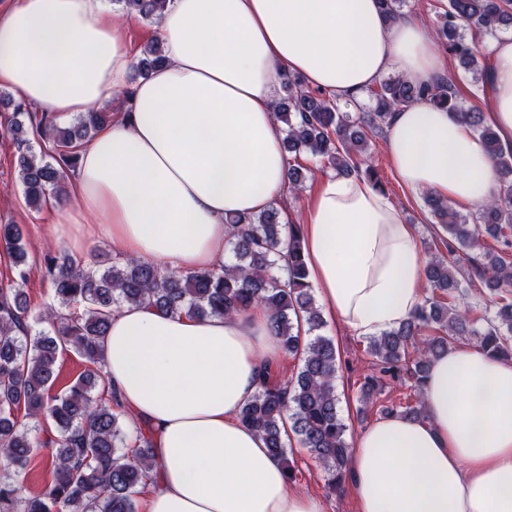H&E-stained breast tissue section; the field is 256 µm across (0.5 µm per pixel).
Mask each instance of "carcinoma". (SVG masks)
<instances>
[{
    "label": "carcinoma",
    "mask_w": 512,
    "mask_h": 512,
    "mask_svg": "<svg viewBox=\"0 0 512 512\" xmlns=\"http://www.w3.org/2000/svg\"><path fill=\"white\" fill-rule=\"evenodd\" d=\"M115 4L125 15L156 23L170 0ZM508 27L512 0H448L436 35L446 41L472 81L484 83L490 69L486 55L463 29L494 36ZM164 61L161 43L149 44L134 64L137 76ZM370 96V111L343 112L326 93L306 87L296 75L286 76L274 109L276 121L283 124L285 151L308 153L338 175L361 172L378 188L380 181L367 159L369 134L383 132L394 112L426 99L479 132L501 181L499 196L478 209L473 224L450 201L428 194L431 214L448 233V257L434 255L426 264L431 292L422 306L400 327L370 339L365 348L372 361L361 385L362 402H371L373 392L387 382H398L411 393L403 403L382 407L381 414L423 418L430 363L448 347L467 341L490 357L512 360V262L484 245L490 237L501 249L512 248V148L485 123L484 113L459 106L453 86L444 78L426 86L389 78L370 90ZM111 121L112 111L101 109L62 127L51 113L0 92V133L10 136L16 147L18 175L31 209L39 211L51 199L67 198L66 179L77 167L80 149ZM32 134L48 141L42 158L32 151ZM280 212L273 207L228 218L232 262L218 271L173 274L119 253L103 271L67 258L61 263L48 258L44 279L59 309L49 307L37 320L55 326L52 333L32 332L23 289L0 288V456L7 464L0 478V512H135L134 495L152 479L153 441L142 433L133 455L122 452L125 433L113 411L118 394L102 375V342L112 314L126 304L197 317L241 315L264 306L282 354L297 358L300 368L291 378L265 371L261 388L242 407L240 419L263 437L288 478H294L287 457L288 442L294 438L323 468L328 490L344 491L350 447L336 395L340 357L334 341L323 334L325 321L308 282L302 227L280 223ZM0 248L14 267L26 264L27 241L20 225L0 224ZM464 250H480L484 260L470 256L466 268L452 259ZM476 277L492 296V315L483 327L477 326L471 309L460 304ZM68 348L88 369L67 390L54 393L58 353ZM21 411L30 418L49 417L55 437H33L19 419ZM50 446L51 483L40 494L22 496L33 450Z\"/></svg>",
    "instance_id": "obj_1"
}]
</instances>
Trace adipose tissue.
Wrapping results in <instances>:
<instances>
[{
    "label": "adipose tissue",
    "instance_id": "adipose-tissue-1",
    "mask_svg": "<svg viewBox=\"0 0 512 512\" xmlns=\"http://www.w3.org/2000/svg\"><path fill=\"white\" fill-rule=\"evenodd\" d=\"M128 19L108 0H14L0 9V87L59 120L123 105L80 152L68 202L51 203L74 249L99 238L171 272L224 264L225 217L277 205L288 187L274 105L300 75L352 106L393 71L415 84L445 62L424 21H388L376 0H171L166 62L130 73ZM487 121L512 141V34L487 41ZM399 181L457 207L498 196L481 137L426 100L395 112L385 144ZM308 280L326 317L372 338L421 305L413 225L363 175L321 178L302 226ZM268 313L169 316L126 306L103 340V373L154 442L143 512H324L296 489L241 407L282 358ZM426 418L384 415L351 442L356 512H512V361L449 348L431 363Z\"/></svg>",
    "mask_w": 512,
    "mask_h": 512
}]
</instances>
